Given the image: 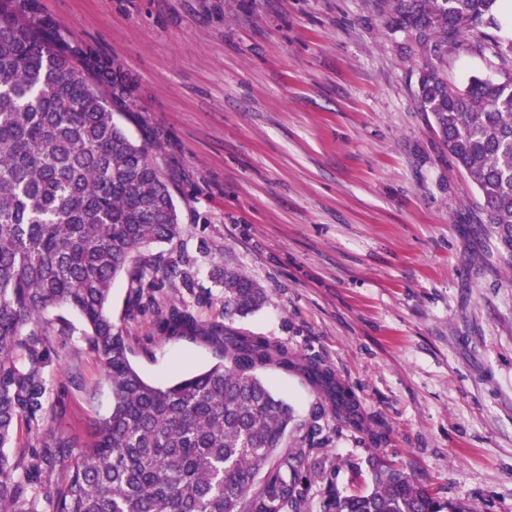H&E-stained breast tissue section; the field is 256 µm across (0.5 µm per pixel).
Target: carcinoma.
Returning a JSON list of instances; mask_svg holds the SVG:
<instances>
[{"mask_svg": "<svg viewBox=\"0 0 512 512\" xmlns=\"http://www.w3.org/2000/svg\"><path fill=\"white\" fill-rule=\"evenodd\" d=\"M388 30L408 32L420 54L416 95L455 166L476 186L486 223L512 255V38L488 35L499 0H380ZM493 50L497 76L448 84V52L464 41ZM77 37L39 17L33 0H0V512H476L432 496L413 477L367 460L373 488L344 494L320 420L373 447L386 432L323 363L288 346L203 322L187 306L158 311L165 337L201 338L217 362L167 384L147 381L112 319V282L153 300L167 270L138 255L181 228L156 147L136 143L112 105L130 99L121 71L85 56ZM224 313L246 316L265 301L232 269L218 272ZM66 305L104 367L112 400L92 442L63 440L45 411L50 341L42 325ZM275 367L320 395L296 419L262 376ZM43 431L30 464L9 451L18 422ZM294 435L288 440V435ZM68 462L51 485L43 475Z\"/></svg>", "mask_w": 512, "mask_h": 512, "instance_id": "obj_1", "label": "carcinoma"}]
</instances>
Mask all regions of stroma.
Returning <instances> with one entry per match:
<instances>
[{"label": "stroma", "mask_w": 512, "mask_h": 512, "mask_svg": "<svg viewBox=\"0 0 512 512\" xmlns=\"http://www.w3.org/2000/svg\"><path fill=\"white\" fill-rule=\"evenodd\" d=\"M121 69L131 112L115 119L157 145L182 234L144 247L166 263L155 302L112 318L140 374L169 383L213 363L201 340L162 338L157 310L224 318L215 267L256 281L261 309L234 327L321 360L348 384L387 441L381 453L431 493L478 512H512V259L482 224L481 198L449 160L415 96L419 58L390 32L379 0H34ZM462 46L449 83L495 73ZM45 407L62 438L93 439L109 407L103 367L80 317L61 307ZM266 379L299 418L319 396L299 375ZM339 486L373 449L323 419Z\"/></svg>", "instance_id": "35a3bbf8"}]
</instances>
